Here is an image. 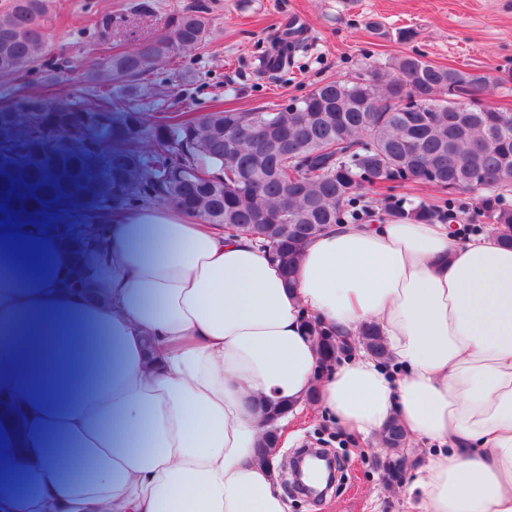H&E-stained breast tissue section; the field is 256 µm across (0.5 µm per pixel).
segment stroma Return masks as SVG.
<instances>
[{
	"instance_id": "35a3bbf8",
	"label": "stroma",
	"mask_w": 512,
	"mask_h": 512,
	"mask_svg": "<svg viewBox=\"0 0 512 512\" xmlns=\"http://www.w3.org/2000/svg\"><path fill=\"white\" fill-rule=\"evenodd\" d=\"M55 44L65 48L77 67L67 86L82 97L91 91L82 66L98 57L92 16H111L112 38L121 48L156 37L173 14L185 8L208 13L215 35L202 50L169 58L136 90L111 93L115 108L136 100L148 112L205 113L216 107L251 111L285 105L319 83L344 77L371 65H388L419 52L436 65L467 70L512 69V0H59ZM369 20L389 30L413 28L414 41L401 43L366 30ZM299 24L304 39L287 71L267 72L258 58L267 54L289 23ZM293 447L315 443L331 449L339 468L336 485L320 500L289 496V512H411L409 492L425 465L416 454L404 483L386 486L376 467L382 451L373 439L338 425L314 411L289 425Z\"/></svg>"
}]
</instances>
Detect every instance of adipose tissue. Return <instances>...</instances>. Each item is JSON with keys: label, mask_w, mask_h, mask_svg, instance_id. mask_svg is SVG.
I'll list each match as a JSON object with an SVG mask.
<instances>
[{"label": "adipose tissue", "mask_w": 512, "mask_h": 512, "mask_svg": "<svg viewBox=\"0 0 512 512\" xmlns=\"http://www.w3.org/2000/svg\"><path fill=\"white\" fill-rule=\"evenodd\" d=\"M0 512H288L257 404L425 448L422 512H512V247L489 226L333 224L286 288L253 237L124 213L92 287L35 217L0 226ZM388 362L321 374L307 321ZM471 451L475 460L464 461ZM25 480L26 492L17 489ZM360 344L375 359L381 362H386L389 359L386 342L375 325L368 324L362 329ZM384 443L390 448L391 460L406 465L404 454L400 451L404 444V431L395 420L389 422L384 428Z\"/></svg>", "instance_id": "adipose-tissue-1"}]
</instances>
